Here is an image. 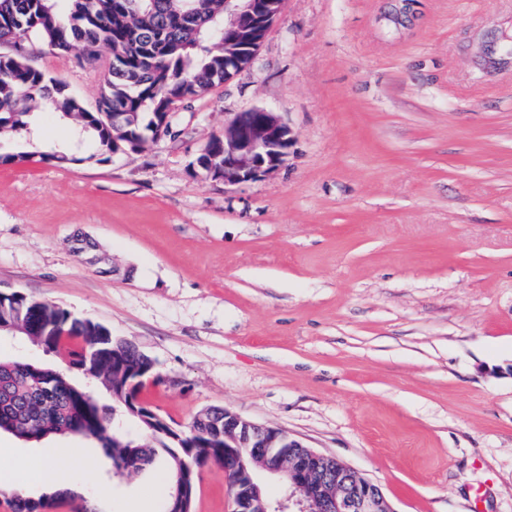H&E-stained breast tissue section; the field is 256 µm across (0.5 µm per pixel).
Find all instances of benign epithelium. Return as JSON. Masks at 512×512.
<instances>
[{"label": "benign epithelium", "mask_w": 512, "mask_h": 512, "mask_svg": "<svg viewBox=\"0 0 512 512\" xmlns=\"http://www.w3.org/2000/svg\"><path fill=\"white\" fill-rule=\"evenodd\" d=\"M281 13L258 23L244 11L224 19V52L252 49L263 43ZM224 163L209 178L226 186L258 181L282 168L294 137L277 112L252 108L236 112L224 122ZM204 428L224 429V473L231 477L259 467L265 477L288 481V495L271 502L257 476L231 484L233 512H395L381 488L358 476L346 463L306 446L278 428L256 424L226 410L224 419L209 409L198 415ZM193 488L185 486L166 504L165 512H187L185 499Z\"/></svg>", "instance_id": "7a95c632"}]
</instances>
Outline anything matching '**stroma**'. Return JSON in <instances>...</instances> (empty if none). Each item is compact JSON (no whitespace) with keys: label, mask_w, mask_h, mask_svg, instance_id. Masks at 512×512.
<instances>
[{"label":"stroma","mask_w":512,"mask_h":512,"mask_svg":"<svg viewBox=\"0 0 512 512\" xmlns=\"http://www.w3.org/2000/svg\"><path fill=\"white\" fill-rule=\"evenodd\" d=\"M512 0H284L250 68L105 162L42 156V108L0 139V291L100 322L162 380L142 399L281 428L380 486L395 512H512ZM80 48L34 64L87 105ZM289 123L286 165L236 186L197 165L228 114ZM96 247L80 261L75 239ZM82 495L164 512L167 469ZM222 467L193 512H232Z\"/></svg>","instance_id":"1"}]
</instances>
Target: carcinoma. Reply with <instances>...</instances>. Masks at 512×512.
<instances>
[{
  "label": "carcinoma",
  "mask_w": 512,
  "mask_h": 512,
  "mask_svg": "<svg viewBox=\"0 0 512 512\" xmlns=\"http://www.w3.org/2000/svg\"><path fill=\"white\" fill-rule=\"evenodd\" d=\"M82 47V60L103 73L95 106L90 108L67 86L38 69L32 58L44 50L69 52ZM0 137L18 132L23 118L51 102L60 119L76 124L73 147L43 153L59 166L90 161L112 152L119 129L134 141L158 133V114L176 112L224 83V0H0ZM110 50L104 58L102 49ZM224 160V141L210 140L198 165ZM30 321L33 343L67 362L78 372H90L111 395L113 405L94 401L87 388L66 373L21 359H0V431L30 443L49 437H86L97 441L112 460L134 471L164 459L178 483L195 482L182 460L204 462L224 458V440L213 441L185 430L181 444L158 435L151 446L125 438L122 415L148 433L161 428L152 408L133 410L127 383L138 374L143 385L155 366L135 346L112 336V330L33 295L14 291L0 295V323ZM70 512H95L74 492L45 494L38 499L12 496L13 512H53L62 505Z\"/></svg>",
  "instance_id": "carcinoma-1"
}]
</instances>
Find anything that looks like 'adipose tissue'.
I'll return each mask as SVG.
<instances>
[{"label":"adipose tissue","mask_w":512,"mask_h":512,"mask_svg":"<svg viewBox=\"0 0 512 512\" xmlns=\"http://www.w3.org/2000/svg\"><path fill=\"white\" fill-rule=\"evenodd\" d=\"M61 457L72 458V469L57 466L56 461ZM95 466L92 458L78 454L76 449L59 445L49 448L35 461L17 458L11 463L0 464V486H10L17 491L27 490L31 485L66 489L73 484V470L78 469L89 474L94 471Z\"/></svg>","instance_id":"ef3b65f1"}]
</instances>
